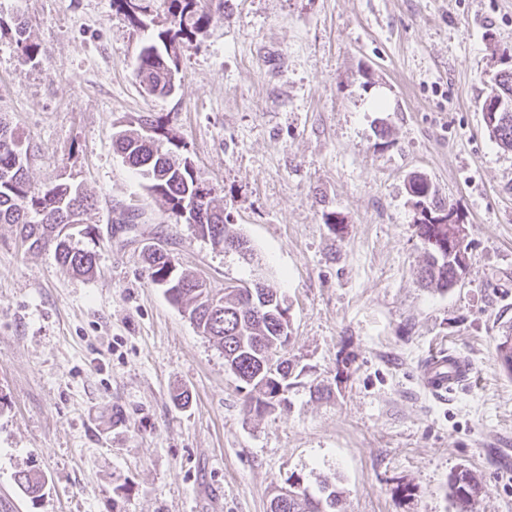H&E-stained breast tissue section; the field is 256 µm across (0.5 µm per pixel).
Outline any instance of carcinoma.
Listing matches in <instances>:
<instances>
[{
    "mask_svg": "<svg viewBox=\"0 0 512 512\" xmlns=\"http://www.w3.org/2000/svg\"><path fill=\"white\" fill-rule=\"evenodd\" d=\"M120 11L135 27L142 24L145 0H115ZM173 17L170 28L145 43L139 52L134 76L140 88L149 95L167 96L176 85L171 79L180 73L183 48L200 34L211 20L201 0H169ZM14 27L16 43L28 58L40 54L37 44L28 40L19 19L8 23L0 16V29ZM484 102L497 109L499 122L492 133L499 147L512 151V67L499 83L487 93ZM154 134L146 138L142 127L120 132L115 146L124 161L144 175L148 191L161 198L171 212L184 202L197 198L207 184L197 175L190 159L177 156L179 141L162 118L150 120ZM28 148L8 123L0 120V224H13L31 249L51 248L60 266L81 277L95 273L97 253L79 247L76 236L90 234L85 226L75 232L63 231L68 209L79 211L80 222L96 209L97 201L81 185L69 181L49 180L39 186L30 182L27 170ZM414 206L416 235L424 251L421 280L425 286L446 290L456 283L453 260L448 254V224L439 222L448 205L438 198L436 187L416 176L409 183ZM197 237L224 246L232 239L226 233L224 209L214 204L213 195L199 205L197 220L191 225ZM150 282L165 288L168 300L188 311L198 332L213 341L224 354V366L248 388L246 411L262 415L279 407L275 395L280 387H289L286 378L292 375L290 359L286 358L284 323L280 306L284 300L277 289L268 284L254 289L256 304H251L242 291H215L203 287L199 279L178 269L173 257L155 247L145 253ZM502 365L512 371V325L497 344ZM19 489L26 494L39 492L44 478L32 471H20L15 477ZM295 497L278 512H338L336 490L315 495L294 482ZM479 489L478 477L471 471L456 473L450 482V494L457 512H472L474 496Z\"/></svg>",
    "mask_w": 512,
    "mask_h": 512,
    "instance_id": "1",
    "label": "carcinoma"
}]
</instances>
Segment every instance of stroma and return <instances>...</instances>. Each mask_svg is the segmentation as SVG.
Listing matches in <instances>:
<instances>
[{
    "instance_id": "obj_1",
    "label": "stroma",
    "mask_w": 512,
    "mask_h": 512,
    "mask_svg": "<svg viewBox=\"0 0 512 512\" xmlns=\"http://www.w3.org/2000/svg\"><path fill=\"white\" fill-rule=\"evenodd\" d=\"M41 53L0 31V115L33 184L71 177L97 201L94 276L0 224V512H269L288 477L334 479L344 512H512V153L481 112L512 55V0H224L182 54L170 96L145 94L142 45L171 25L148 0L134 28L114 0H0ZM168 120L252 261L196 237L113 146ZM463 219L459 283L422 287L409 182ZM132 224L117 223L121 211ZM165 248L221 289L258 279L286 299L297 376L286 406L246 414L221 351L147 276ZM440 346L473 364L433 401L420 366ZM188 406L173 402L176 392ZM46 480L24 496L15 475ZM450 494L458 512H472L474 496L479 489L478 477L471 471L456 473L450 482Z\"/></svg>"
}]
</instances>
